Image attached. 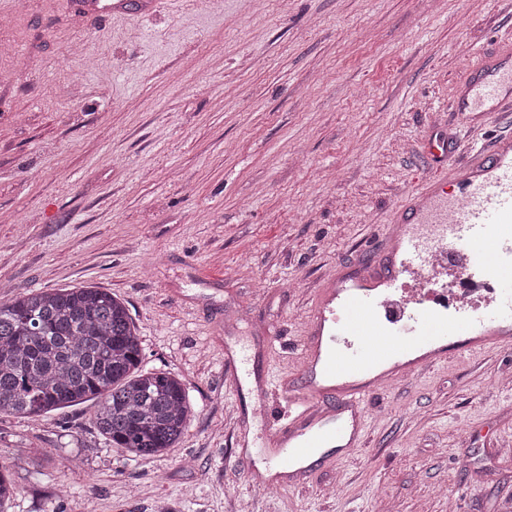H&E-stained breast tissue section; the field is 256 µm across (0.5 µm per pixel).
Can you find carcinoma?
Masks as SVG:
<instances>
[{
  "label": "carcinoma",
  "mask_w": 512,
  "mask_h": 512,
  "mask_svg": "<svg viewBox=\"0 0 512 512\" xmlns=\"http://www.w3.org/2000/svg\"><path fill=\"white\" fill-rule=\"evenodd\" d=\"M125 304L103 288L21 293L0 302V415L39 418L96 402L93 424L133 460L174 447L193 408L182 380L142 366ZM0 462V512L17 487Z\"/></svg>",
  "instance_id": "cac0c4a2"
}]
</instances>
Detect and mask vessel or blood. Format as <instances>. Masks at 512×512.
<instances>
[{
  "instance_id": "obj_1",
  "label": "vessel or blood",
  "mask_w": 512,
  "mask_h": 512,
  "mask_svg": "<svg viewBox=\"0 0 512 512\" xmlns=\"http://www.w3.org/2000/svg\"><path fill=\"white\" fill-rule=\"evenodd\" d=\"M451 109L462 124L512 112V48L483 57ZM512 345V135L466 147L451 173L423 182L391 211L373 259L333 271L306 321L296 374L280 372L288 405L265 403L256 444L283 488L307 483L326 453L365 436L369 400L426 367Z\"/></svg>"
}]
</instances>
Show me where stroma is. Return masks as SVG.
<instances>
[{
	"label": "stroma",
	"mask_w": 512,
	"mask_h": 512,
	"mask_svg": "<svg viewBox=\"0 0 512 512\" xmlns=\"http://www.w3.org/2000/svg\"><path fill=\"white\" fill-rule=\"evenodd\" d=\"M0 0V300L106 289L143 364L178 375L176 447L128 460L93 402L0 417L10 512H512V348L439 363L374 396L364 445L263 489L237 446L260 375L296 370L317 289L355 265L436 165L472 51L512 45L507 0ZM512 134V118L474 130ZM79 473H71L70 462Z\"/></svg>",
	"instance_id": "1"
}]
</instances>
